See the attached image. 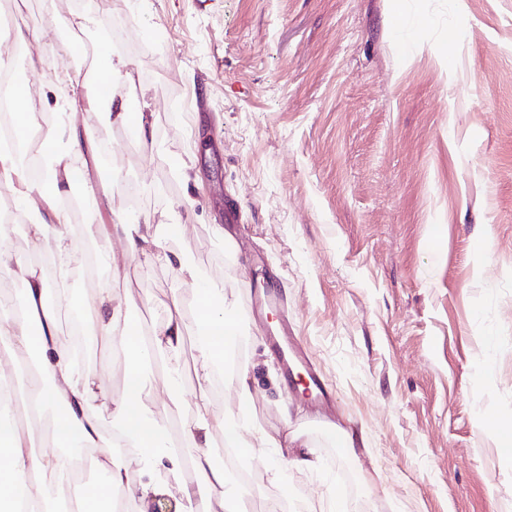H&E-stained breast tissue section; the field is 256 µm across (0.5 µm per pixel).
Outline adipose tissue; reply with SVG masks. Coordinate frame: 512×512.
Instances as JSON below:
<instances>
[{
	"label": "adipose tissue",
	"mask_w": 512,
	"mask_h": 512,
	"mask_svg": "<svg viewBox=\"0 0 512 512\" xmlns=\"http://www.w3.org/2000/svg\"><path fill=\"white\" fill-rule=\"evenodd\" d=\"M89 99L75 96L66 100L72 118L59 126L41 127L30 112L15 115V129L23 141L40 153H56L60 144H67L71 155H57L48 170V182L54 193H62L72 181L73 155L84 152L87 136L78 127L74 115L89 106ZM65 212L48 205L37 214L28 227L31 249L26 253H0V270L18 275L25 292V312L10 313L11 301L0 296V337L15 350L36 353L39 375L30 379L27 402L16 404L11 399L17 375L14 358H0V512H14L17 500H24L29 512H41L54 499L66 498L72 483V461L66 455L70 448H100L104 454L95 462L105 474L106 483L99 489H88L76 497L74 512H126L129 501L147 500L159 491L154 479H147L138 488H131L123 467L116 460L125 449H135L132 465L178 474L184 465H191L197 483H179L180 512H194L198 497H205L206 512H245L244 495L231 486L227 468L217 466L213 459L214 422L196 421L183 426L179 439L160 429L145 417L137 400L143 386L144 357L147 350L157 352L164 363L161 380L171 385L181 374V350L189 330L202 331L197 351L196 376L200 386L210 385L215 373L224 366L227 347L237 336L239 324L235 314L224 302L223 293L211 287L201 272L184 255L159 251L160 227L151 219L127 222L114 218L109 224H91L87 230L100 240L99 255L111 265V275H118L112 266V240L120 238L129 254L157 255L173 269L179 280L194 288L198 303L192 322H184L178 301H171L169 313L161 327L152 332L150 341L129 324L123 323L122 306L112 299L110 289L86 298L81 306L85 317L84 335L88 343L118 345L125 356L129 390L124 397L112 398L97 373H78L72 355L58 328V314L46 302L49 283L33 254L46 251L60 273H68L73 265L82 263L83 255L72 228L65 222ZM111 400L112 414L121 422L116 433H105L102 418L95 407L99 401ZM50 419L51 431L42 449H35V421ZM186 440L194 447L190 459H183L177 440Z\"/></svg>",
	"instance_id": "obj_1"
}]
</instances>
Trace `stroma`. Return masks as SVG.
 Listing matches in <instances>:
<instances>
[{
  "instance_id": "stroma-1",
  "label": "stroma",
  "mask_w": 512,
  "mask_h": 512,
  "mask_svg": "<svg viewBox=\"0 0 512 512\" xmlns=\"http://www.w3.org/2000/svg\"><path fill=\"white\" fill-rule=\"evenodd\" d=\"M0 12V31L41 32L6 52L27 88L20 110L50 123L88 86L87 52L106 42L128 61L114 94L148 106L153 146L83 110L98 149L70 187L88 203L73 230L151 218L163 248L222 288L245 345L235 370L264 365L258 424L320 461L307 472L245 455L256 512H329L331 489L346 512H512V0H403L397 14L390 0H0ZM112 255L125 278L70 273L61 287L133 298L126 319L144 328L175 297L193 318L172 270L118 240ZM255 285L286 299L330 408L273 387L280 363L246 312ZM195 358L190 333L173 386L146 373L140 399L159 426L237 416L234 385L200 388ZM84 368L123 396L119 350L88 352ZM172 394L182 414L162 410ZM340 428L364 429L365 447H338Z\"/></svg>"
}]
</instances>
